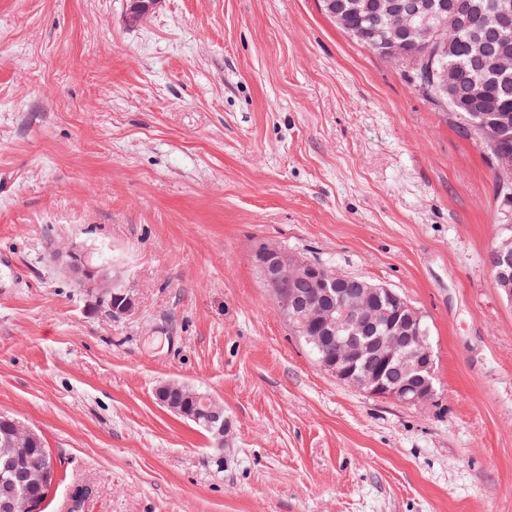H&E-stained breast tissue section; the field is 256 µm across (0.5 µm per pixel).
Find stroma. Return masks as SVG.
I'll return each instance as SVG.
<instances>
[{"label":"stroma","instance_id":"stroma-1","mask_svg":"<svg viewBox=\"0 0 512 512\" xmlns=\"http://www.w3.org/2000/svg\"><path fill=\"white\" fill-rule=\"evenodd\" d=\"M0 0V413L58 460L43 512H512V303L482 153L319 0ZM78 244L135 307L55 255ZM403 294L436 390L313 358L253 259ZM224 408L223 449L157 403ZM489 266L492 270L498 288L512 280V238H499L488 256ZM504 289L506 299L512 302V289ZM58 255L65 258V266L69 269L79 288L95 291L99 302L106 301L109 296L111 297L113 317L125 316L133 311V299L122 289L114 273L111 276L109 269L88 263L78 245L72 244L64 251L58 252ZM121 299L124 301L119 304ZM113 300L118 301L113 305Z\"/></svg>","mask_w":512,"mask_h":512}]
</instances>
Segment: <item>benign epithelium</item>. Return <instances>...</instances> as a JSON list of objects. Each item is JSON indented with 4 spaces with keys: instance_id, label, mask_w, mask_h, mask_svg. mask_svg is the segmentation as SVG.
<instances>
[{
    "instance_id": "benign-epithelium-1",
    "label": "benign epithelium",
    "mask_w": 512,
    "mask_h": 512,
    "mask_svg": "<svg viewBox=\"0 0 512 512\" xmlns=\"http://www.w3.org/2000/svg\"><path fill=\"white\" fill-rule=\"evenodd\" d=\"M434 5L435 0H354L349 11L367 19L380 17L381 28L364 29L358 36L376 38L374 47L390 57L400 58L409 43L428 38L434 41L437 53L451 55L456 46L448 33L467 24L468 0H450L440 11ZM486 17L485 27L493 42L479 35L474 59L483 68L507 77L512 74V0H497ZM435 89L437 95L456 100L454 71L441 72ZM470 98L480 112H500L478 87L471 89ZM58 255L65 259L78 287L95 292L101 302L109 298L116 301L112 316H125L134 310L133 299L119 280L109 269L88 263L78 245L72 244ZM255 262L269 297L295 335L319 349L328 340L336 341V355L320 359L322 368L376 397L414 405L432 397L434 359L422 314L392 289L338 274L272 245L257 252ZM488 262L497 285L512 280L511 237L498 240ZM286 281L305 282L309 287L288 292L283 288ZM329 283L342 288L337 290L336 299L326 301L318 289ZM0 421L12 426L16 435L0 450L11 461L13 480L41 488L52 485L56 473L53 456H47L36 470L28 466L25 445L38 439L36 431L7 418Z\"/></svg>"
}]
</instances>
